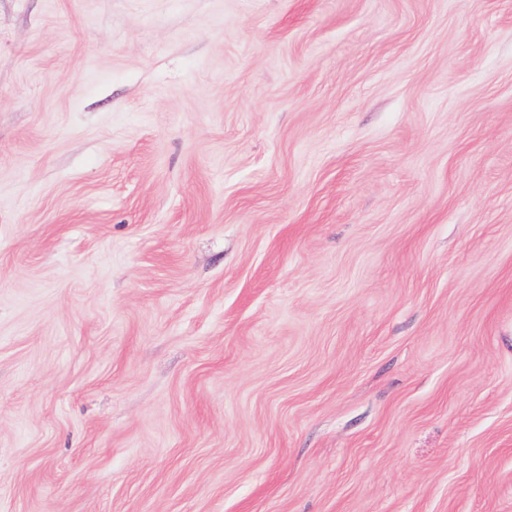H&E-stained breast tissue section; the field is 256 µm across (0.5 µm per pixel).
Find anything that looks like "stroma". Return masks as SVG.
<instances>
[{
    "mask_svg": "<svg viewBox=\"0 0 512 512\" xmlns=\"http://www.w3.org/2000/svg\"><path fill=\"white\" fill-rule=\"evenodd\" d=\"M0 512H512V0H0Z\"/></svg>",
    "mask_w": 512,
    "mask_h": 512,
    "instance_id": "35a3bbf8",
    "label": "stroma"
}]
</instances>
